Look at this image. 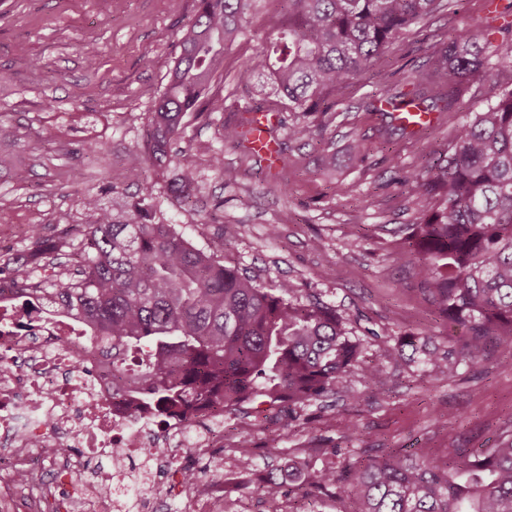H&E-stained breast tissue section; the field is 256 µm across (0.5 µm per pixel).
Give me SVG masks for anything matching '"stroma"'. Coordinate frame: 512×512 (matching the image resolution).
Masks as SVG:
<instances>
[{"mask_svg":"<svg viewBox=\"0 0 512 512\" xmlns=\"http://www.w3.org/2000/svg\"><path fill=\"white\" fill-rule=\"evenodd\" d=\"M485 2L459 0L455 10L420 22L376 70L329 96L324 111L283 113L275 131L281 164L272 171L223 136L248 96L239 64L287 8L285 0H252L213 85L224 97L223 112L186 115L177 162L147 168L158 207L186 239L200 248L223 244L225 264L260 284L288 281L298 288L297 301L317 297L334 306L362 343L366 365L385 371V387L371 388L356 372L347 387L293 421L275 410L225 419L224 445L210 451L223 468L193 456L179 461L183 471L222 489L224 512H290L289 499L272 504L257 490L274 434L286 452L342 448L344 456L321 459L339 466L387 448L443 460L459 448L471 454L494 447L512 432V336L492 340L479 366L462 363L435 377L426 353L461 350L465 336L435 312L415 256L400 248L429 204L395 178L447 154L454 138L449 117L436 113L422 134L410 136L392 131L389 118L372 109L385 92L381 73L408 61L424 87L440 91L427 63L432 48L480 30ZM196 10L197 0H0V254L25 251L36 227L59 235L61 213L85 223V194L107 204L136 196L127 155L143 144L146 116ZM88 47L94 59H87ZM508 83L512 72L463 84L457 120L484 110ZM328 151L336 155L331 171L322 167ZM20 171L25 181L17 180ZM185 171L199 186L190 208L167 192Z\"/></svg>","mask_w":512,"mask_h":512,"instance_id":"1","label":"stroma"}]
</instances>
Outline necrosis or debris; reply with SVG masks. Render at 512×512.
Segmentation results:
<instances>
[{
	"label": "necrosis or debris",
	"instance_id": "obj_1",
	"mask_svg": "<svg viewBox=\"0 0 512 512\" xmlns=\"http://www.w3.org/2000/svg\"><path fill=\"white\" fill-rule=\"evenodd\" d=\"M85 341L80 325L53 309L32 320L0 312V450L11 458L0 472V512H20L16 486L37 476L39 460L68 486L65 512H146L168 488L143 449L201 457L214 445L219 425L158 422L116 404L105 352L76 360Z\"/></svg>",
	"mask_w": 512,
	"mask_h": 512
}]
</instances>
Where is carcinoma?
<instances>
[{"instance_id":"carcinoma-1","label":"carcinoma","mask_w":512,"mask_h":512,"mask_svg":"<svg viewBox=\"0 0 512 512\" xmlns=\"http://www.w3.org/2000/svg\"><path fill=\"white\" fill-rule=\"evenodd\" d=\"M288 16L239 68L241 82L265 92L237 108L224 140L244 145L254 112H320L328 95L346 90L386 48L456 0H286ZM248 0H197L180 40L164 92L146 118L144 146L129 153L126 179L138 200L118 214L96 194L82 198L89 222L81 238H46L38 230L27 251L0 254V279L11 294L32 296L79 322L89 338L112 344V394L134 411L209 412L212 419L244 409H277L288 419L336 388L362 365V347L336 308L318 299L294 301L290 282L266 288L224 264L221 246L198 248L154 206L148 164L172 162L189 112L224 111L212 92L224 49L242 32ZM496 27L465 33L429 57L458 83L486 72L483 46ZM407 91L386 98L392 110L446 112L454 121L456 94L426 95L417 75ZM399 184L434 200L407 238L417 275L439 311L465 330L460 352L473 365L492 336L512 335V87L470 121L456 125L448 154L408 170ZM195 181L181 175L169 191L193 203ZM68 262H62V259ZM337 448H312L273 464L261 478L264 498L290 494L311 462ZM320 488L356 495L354 512H512V434L467 460H420L390 448L378 460L317 471Z\"/></svg>"}]
</instances>
